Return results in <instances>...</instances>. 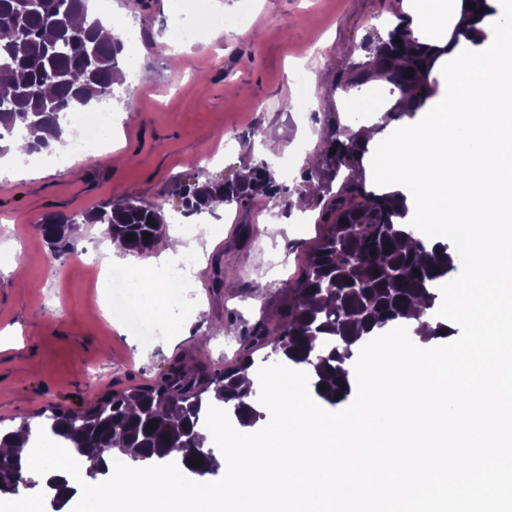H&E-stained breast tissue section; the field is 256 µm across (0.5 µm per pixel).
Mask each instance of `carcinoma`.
<instances>
[{
	"label": "carcinoma",
	"mask_w": 512,
	"mask_h": 512,
	"mask_svg": "<svg viewBox=\"0 0 512 512\" xmlns=\"http://www.w3.org/2000/svg\"><path fill=\"white\" fill-rule=\"evenodd\" d=\"M88 11L87 0H0V35L8 36L7 42H0V157L7 155L11 139L23 129L44 132L27 152L53 149L64 143L65 114L112 96L122 77L119 56L124 44L100 20L88 19ZM397 39L401 43H395ZM379 43L378 54L337 75L335 86L358 88L383 71L401 94V111L422 109L434 95L427 75L437 57L452 46L432 53L410 49L413 40L405 20ZM408 73L412 77H406ZM363 154L348 131L326 143V165L335 175L343 167L348 174L337 191L328 185L320 197L319 222L331 225L330 233L295 287L286 289L288 299L276 313V332L262 320L245 329L240 358L233 366L173 364L153 386L114 393L81 412L54 413L40 427L45 437L65 443L76 466L85 457L98 458L99 465L92 469L97 475L109 476L111 461L104 454L116 446L135 462L178 461L186 470L204 474L220 467L213 450L199 444L201 418L211 403L207 394L215 391L240 425H254L260 413L249 402L252 381L245 375L255 366L257 352L274 355L287 367H305L315 396L334 405L339 402L337 392L344 398L350 393L343 364L360 341L407 321L417 322L413 331L423 342L450 336L453 329L430 310L439 298L437 289L457 269L459 255L442 242L408 247L405 199L396 192L367 190L360 177ZM215 194L228 204L246 207L259 194L275 197L288 194V189L264 162L232 180L189 181L173 189L186 217L208 210ZM79 223L106 224L112 242L141 252L164 238L168 220L161 205L125 195L117 196L110 208L88 211L80 219L51 213L38 228L53 258L73 252V231ZM388 246L392 251L386 254ZM321 385L327 390H319ZM152 422L156 427L149 431ZM33 433L28 423L0 429V449L13 447L18 437L27 443ZM190 459L199 465L188 463ZM27 470V461L0 452V492L17 490ZM43 480L52 484L53 495L68 498L65 478L47 472Z\"/></svg>",
	"instance_id": "cac0c4a2"
}]
</instances>
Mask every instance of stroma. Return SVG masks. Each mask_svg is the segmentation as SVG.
<instances>
[{
    "label": "stroma",
    "mask_w": 512,
    "mask_h": 512,
    "mask_svg": "<svg viewBox=\"0 0 512 512\" xmlns=\"http://www.w3.org/2000/svg\"><path fill=\"white\" fill-rule=\"evenodd\" d=\"M127 2L107 0L105 14L141 29L143 39L123 52L125 80L106 104L112 133L101 153L53 151L0 173V251L12 257L0 269L1 428L36 427L54 411L79 412L112 392L155 384L174 363L233 362L243 330L282 306L286 286L329 232L318 203L305 223L286 224L282 199L262 195L243 210L233 203L220 216L197 215L195 237L169 225V238L199 261L186 272L181 315L166 336L144 342L100 314L98 271L125 265L128 251L86 224L73 249L95 255L96 266L50 260L43 215H78L120 193L169 203L179 179L233 177L259 162L269 142L278 147L276 180L302 191L310 160L347 127L333 77L365 61V45L408 14V0H209L217 24L249 7L246 26L171 44L164 25L178 0H146L134 14ZM244 222L251 235L242 242L231 230ZM270 224L280 225L279 236L268 235ZM203 304V321L192 322V308Z\"/></svg>",
    "instance_id": "1"
}]
</instances>
